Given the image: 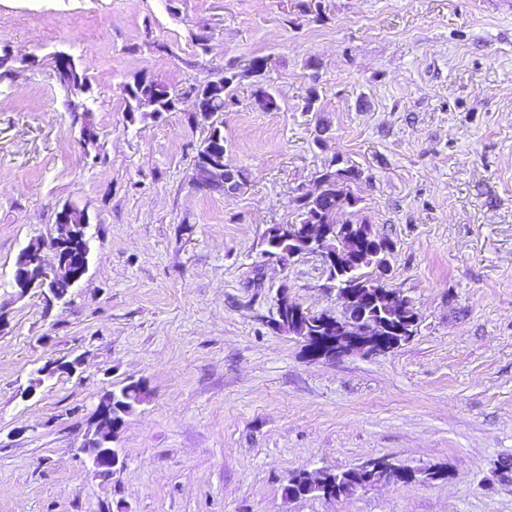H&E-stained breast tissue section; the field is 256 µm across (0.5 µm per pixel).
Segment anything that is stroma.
I'll return each instance as SVG.
<instances>
[{"mask_svg":"<svg viewBox=\"0 0 512 512\" xmlns=\"http://www.w3.org/2000/svg\"><path fill=\"white\" fill-rule=\"evenodd\" d=\"M88 81L73 94L56 54ZM0 512H512V9L499 0H0ZM263 78L246 74L252 57ZM241 70L218 114L233 193L198 189L212 121L194 88ZM147 75L178 98L128 108ZM277 106L254 102L257 83ZM93 140H85L84 127ZM354 209L394 240L387 286L418 332L315 359L277 329L288 291L341 314L319 257L266 261L264 235L334 159ZM74 203L89 270L68 301L10 281ZM75 363L23 398L47 361ZM147 399L95 474L81 446L104 391ZM386 456L445 467L290 500L298 471Z\"/></svg>","mask_w":512,"mask_h":512,"instance_id":"stroma-1","label":"stroma"}]
</instances>
